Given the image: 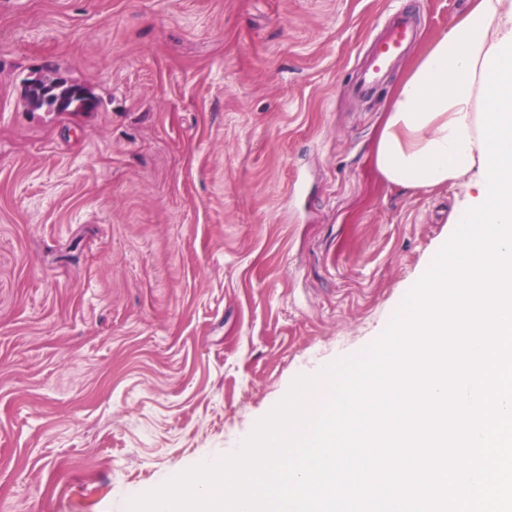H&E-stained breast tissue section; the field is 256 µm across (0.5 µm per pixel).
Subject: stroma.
Here are the masks:
<instances>
[{"label":"stroma","mask_w":512,"mask_h":512,"mask_svg":"<svg viewBox=\"0 0 512 512\" xmlns=\"http://www.w3.org/2000/svg\"><path fill=\"white\" fill-rule=\"evenodd\" d=\"M420 37L373 93L396 8ZM470 0H0V512H126L360 351L455 231L373 164ZM50 75L89 112L31 109Z\"/></svg>","instance_id":"stroma-1"}]
</instances>
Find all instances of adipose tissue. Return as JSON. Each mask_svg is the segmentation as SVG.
Instances as JSON below:
<instances>
[{"instance_id": "adipose-tissue-1", "label": "adipose tissue", "mask_w": 512, "mask_h": 512, "mask_svg": "<svg viewBox=\"0 0 512 512\" xmlns=\"http://www.w3.org/2000/svg\"><path fill=\"white\" fill-rule=\"evenodd\" d=\"M512 37V0H473L470 10L421 55L391 96L373 163L389 184L458 189L478 199V96L484 56Z\"/></svg>"}]
</instances>
